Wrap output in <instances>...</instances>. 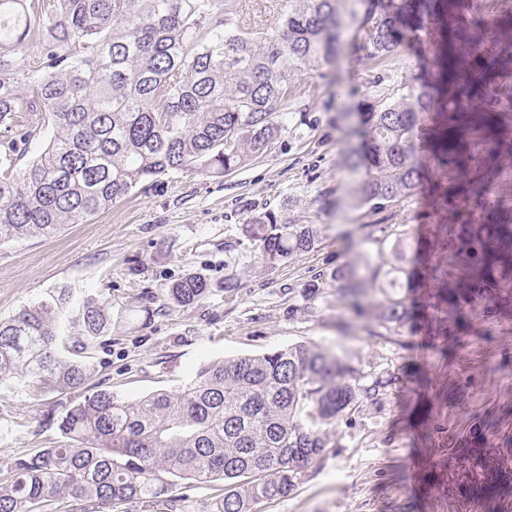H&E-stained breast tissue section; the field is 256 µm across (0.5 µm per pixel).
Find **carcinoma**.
Returning a JSON list of instances; mask_svg holds the SVG:
<instances>
[{
  "label": "carcinoma",
  "instance_id": "carcinoma-1",
  "mask_svg": "<svg viewBox=\"0 0 512 512\" xmlns=\"http://www.w3.org/2000/svg\"><path fill=\"white\" fill-rule=\"evenodd\" d=\"M338 0H289L271 32L241 29L233 0H0V246L51 237L84 224L140 185L172 171L224 174L262 156L288 129L276 105L300 93L296 80L344 49ZM367 30L358 48L369 60L396 55L435 37L429 80L400 100L366 101V150L349 168L366 169L360 202L374 207L405 195L423 178L413 162L421 117H430L431 174L465 183L456 208L470 218L435 227L424 277L441 291V311L471 295L512 291V195L490 190L481 160L512 144V42L501 40L503 0H362ZM479 23L486 37L461 60L455 49ZM475 99L479 113L461 119ZM41 152L19 166L33 142ZM243 235L269 267L318 242L312 224L252 216ZM453 258L468 278L448 285ZM384 253L361 269L339 268L336 287L361 312L359 285L380 279ZM209 292L187 276L169 288L178 306ZM385 322L404 323L410 308L389 297ZM81 327L78 354L62 355L65 322ZM108 324L103 301L60 289L0 320V382L25 377L36 393L75 395L58 418L62 440L0 469V512H117L138 501L183 512L173 488L224 483L212 512H256L287 496L327 448L325 430L359 399L391 380L361 388L356 371L321 349L291 345L258 356L202 365L176 390L127 400L112 389L83 393L92 377L84 355Z\"/></svg>",
  "mask_w": 512,
  "mask_h": 512
}]
</instances>
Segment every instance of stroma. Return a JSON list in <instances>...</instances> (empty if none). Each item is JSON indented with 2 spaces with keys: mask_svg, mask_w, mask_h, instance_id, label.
<instances>
[{
  "mask_svg": "<svg viewBox=\"0 0 512 512\" xmlns=\"http://www.w3.org/2000/svg\"><path fill=\"white\" fill-rule=\"evenodd\" d=\"M431 60L425 40L379 62L348 48L299 76L301 94L279 105L288 129L264 156L219 176H158L89 223L1 247L0 320L60 288L101 295L112 323L91 352L90 384L132 399L178 389L202 363L294 344L334 353L363 382L392 379L339 417L303 483L259 512H512V462L477 468L512 448V307L475 297L463 323L431 327L420 314L429 291L405 275L407 246L439 213L430 181L374 208L357 204L361 180L348 170L367 94L398 100ZM264 212L316 225L317 248L264 266L241 231ZM380 251L382 286L365 290L355 316L332 276ZM191 274L209 294L174 305L170 285ZM387 293L417 316L385 323ZM68 400L32 397L20 377L0 383V467L59 440Z\"/></svg>",
  "mask_w": 512,
  "mask_h": 512,
  "instance_id": "35a3bbf8",
  "label": "stroma"
}]
</instances>
